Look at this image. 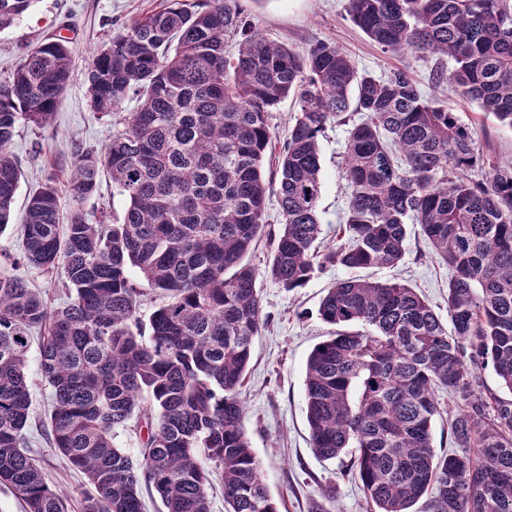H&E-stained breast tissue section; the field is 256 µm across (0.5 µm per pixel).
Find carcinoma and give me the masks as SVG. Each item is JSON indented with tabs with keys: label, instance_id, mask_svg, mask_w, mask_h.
<instances>
[{
	"label": "carcinoma",
	"instance_id": "carcinoma-1",
	"mask_svg": "<svg viewBox=\"0 0 512 512\" xmlns=\"http://www.w3.org/2000/svg\"><path fill=\"white\" fill-rule=\"evenodd\" d=\"M35 2L0 0V29ZM348 11L385 52L449 57L435 86L512 128V0H349ZM71 70L59 36L0 83V234L21 178L8 148L20 124L50 123ZM87 82L92 111L112 122L109 143L74 152L65 230L48 181L29 196L22 253L0 255V484L24 512H69L24 442L34 337L52 446L86 478L82 512H142L145 491L166 512H210L215 474L226 512H280L240 389L265 325L248 254L265 229L270 112L290 95L299 113L278 161L282 227L267 275L291 291L314 272L319 136L349 110L360 121L345 151L347 243L322 263L395 267L418 224L451 269V331L405 284L352 276L327 289L318 315L338 330L314 346L304 378L315 454L350 455L375 512H413L424 497L432 512H512V168L470 181L464 172L487 157L410 67L379 79L328 42L299 55L247 23L241 0H168L92 57ZM104 174L124 214L90 224L81 204ZM20 266L63 268L65 300L48 305L8 272ZM488 365L511 397L485 387ZM441 391L462 406L448 416L456 452L438 458ZM134 418L136 462L115 443Z\"/></svg>",
	"mask_w": 512,
	"mask_h": 512
}]
</instances>
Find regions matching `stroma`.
I'll use <instances>...</instances> for the list:
<instances>
[{"label": "stroma", "mask_w": 512, "mask_h": 512, "mask_svg": "<svg viewBox=\"0 0 512 512\" xmlns=\"http://www.w3.org/2000/svg\"><path fill=\"white\" fill-rule=\"evenodd\" d=\"M166 0H36L31 10L10 27L0 29V82L8 79L29 50L55 35L68 37L73 56L69 83L59 98L53 119L45 126L19 127L9 150L22 172L11 224L0 234V253L18 254L23 240L19 231L29 194L45 182H54L62 214H69L74 201L69 189L70 145L83 142L101 150L109 143L112 125L92 112L86 72L92 56L125 27L143 14L165 7ZM348 0H243L244 17L270 38L302 53L310 44L325 41L339 46L359 71L376 77L411 66L424 95H438L449 111L465 124L485 155L501 165H512V128L484 116L477 104L461 99L450 88H434L437 67L452 68L451 59L415 57L381 50L351 21ZM297 106L286 98L270 118L272 142L267 150L264 175H276L277 157L294 122ZM353 118L328 124L320 138L322 191L319 215L323 228L317 250L336 242V230L347 206V186L342 177V155ZM270 247L259 240L250 257L258 270L257 287L267 320L253 343L249 374L241 399L246 407V428L256 456L262 463L264 482L281 512H370L360 484L343 475L340 460H324L313 451L306 418L304 376L313 347L332 331L318 308L332 283L351 277L340 266L316 268L301 288L288 291L266 274ZM375 281L398 280L424 297L440 319H447V265L436 259L419 225L407 229L406 253L397 267L370 269ZM27 374L31 389V425L26 431L30 448L47 477L67 495L71 512H81L85 477L70 468L52 448L42 427L50 409L48 385L39 375V346L31 344ZM336 489L334 501H326L322 490Z\"/></svg>", "instance_id": "obj_1"}]
</instances>
